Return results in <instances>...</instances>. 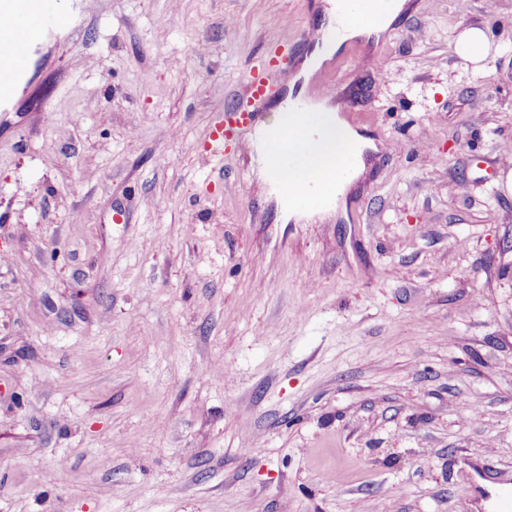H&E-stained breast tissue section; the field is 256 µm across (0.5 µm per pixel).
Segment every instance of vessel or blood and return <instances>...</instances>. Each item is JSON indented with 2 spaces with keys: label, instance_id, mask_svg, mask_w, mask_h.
I'll list each match as a JSON object with an SVG mask.
<instances>
[{
  "label": "vessel or blood",
  "instance_id": "vessel-or-blood-1",
  "mask_svg": "<svg viewBox=\"0 0 512 512\" xmlns=\"http://www.w3.org/2000/svg\"><path fill=\"white\" fill-rule=\"evenodd\" d=\"M62 22L53 0H0V99L8 97L14 80L22 72L35 34ZM244 88L245 98L232 109L231 119L217 120L210 128L205 151L211 157H223L228 141L236 139L241 127L258 121L266 101L276 91L261 65L248 72ZM301 157V150L296 148L278 156L275 165L286 169L290 186L309 189L313 176Z\"/></svg>",
  "mask_w": 512,
  "mask_h": 512
}]
</instances>
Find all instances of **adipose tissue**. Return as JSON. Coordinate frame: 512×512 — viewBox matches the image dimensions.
I'll return each mask as SVG.
<instances>
[{
  "mask_svg": "<svg viewBox=\"0 0 512 512\" xmlns=\"http://www.w3.org/2000/svg\"><path fill=\"white\" fill-rule=\"evenodd\" d=\"M406 8L407 0H334L328 10L334 25L332 37L324 41L320 50L304 58L299 80L309 81L347 41L367 40L385 32ZM313 108L321 117L323 129L318 142L321 163L314 170L317 187L313 192H283L273 164L282 146L300 134V118L288 104H281L266 122L255 128L251 137L258 156V175L269 185L280 209L290 216L313 210L317 202H330L344 194L350 180L364 170L365 151L374 147L373 141L353 128L329 100L316 101Z\"/></svg>",
  "mask_w": 512,
  "mask_h": 512,
  "instance_id": "1",
  "label": "adipose tissue"
}]
</instances>
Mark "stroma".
Instances as JSON below:
<instances>
[{
	"label": "stroma",
	"instance_id": "1",
	"mask_svg": "<svg viewBox=\"0 0 512 512\" xmlns=\"http://www.w3.org/2000/svg\"><path fill=\"white\" fill-rule=\"evenodd\" d=\"M325 2L61 0L36 37L0 101V512H494L512 487V0H408L345 43L377 149L345 216L284 221L250 154L202 146L269 46L298 72ZM492 44L485 29L470 27L456 37L455 51L461 58L474 64V71L482 72L485 70L483 62L489 56Z\"/></svg>",
	"mask_w": 512,
	"mask_h": 512
}]
</instances>
